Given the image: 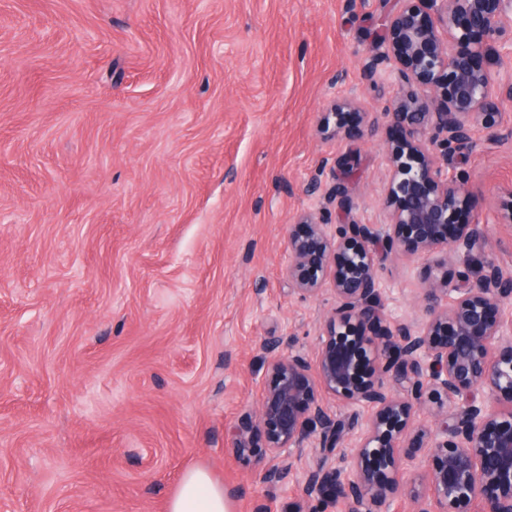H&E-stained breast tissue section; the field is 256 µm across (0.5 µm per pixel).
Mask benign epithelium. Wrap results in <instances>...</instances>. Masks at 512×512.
Here are the masks:
<instances>
[{
  "label": "benign epithelium",
  "mask_w": 512,
  "mask_h": 512,
  "mask_svg": "<svg viewBox=\"0 0 512 512\" xmlns=\"http://www.w3.org/2000/svg\"><path fill=\"white\" fill-rule=\"evenodd\" d=\"M382 30L362 77L396 86L384 111L401 132L388 144L389 227L323 224L312 213L284 225L293 290L317 296L329 286L336 307L313 361L283 354L275 336L262 340L263 391L235 426L233 451L282 458L259 475L267 485L291 473V449H316L322 462L304 472L294 512H389L399 494L419 512H512V270L487 259L484 273L455 285L448 267V252L470 255L483 240L478 221H456L471 199L448 154L512 103V0H396ZM490 52L495 75L480 64ZM352 110L334 103L321 129L339 132ZM378 243L387 255L427 257L417 326L386 313ZM324 394L352 412L331 417ZM360 407L371 409L363 423ZM422 407L429 419L409 449ZM347 448L348 470L335 464Z\"/></svg>",
  "instance_id": "obj_1"
}]
</instances>
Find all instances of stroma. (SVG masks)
<instances>
[{
    "label": "stroma",
    "mask_w": 512,
    "mask_h": 512,
    "mask_svg": "<svg viewBox=\"0 0 512 512\" xmlns=\"http://www.w3.org/2000/svg\"><path fill=\"white\" fill-rule=\"evenodd\" d=\"M384 0H0V512H167L202 467L228 512L295 480L231 451L264 337L314 356L336 306L292 293L282 228L383 225L388 80L361 77ZM370 113L322 134L336 99ZM512 269V105L449 159ZM347 189L348 207L331 191ZM419 322L425 260L377 268Z\"/></svg>",
    "instance_id": "35a3bbf8"
}]
</instances>
